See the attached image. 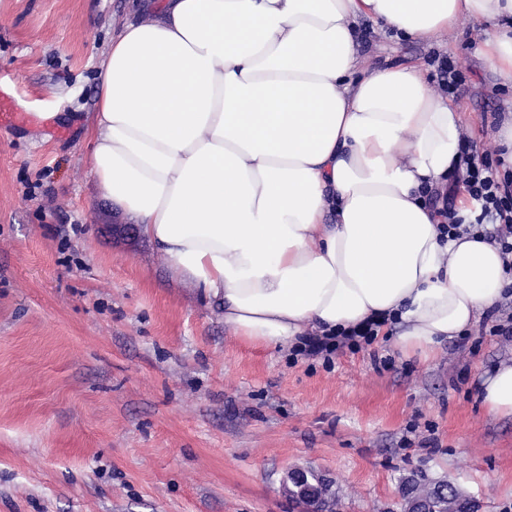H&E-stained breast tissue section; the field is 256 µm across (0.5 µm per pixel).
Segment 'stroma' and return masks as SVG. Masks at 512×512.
Returning a JSON list of instances; mask_svg holds the SVG:
<instances>
[{
	"label": "stroma",
	"mask_w": 512,
	"mask_h": 512,
	"mask_svg": "<svg viewBox=\"0 0 512 512\" xmlns=\"http://www.w3.org/2000/svg\"><path fill=\"white\" fill-rule=\"evenodd\" d=\"M145 0H0V86L23 123L0 128V512H301L289 470L328 478L338 512H400L403 481L446 480L480 512H512V418L483 380L512 341L477 328L431 359L376 336L329 358L237 340L89 172L98 69ZM477 22L428 42L369 20L363 67L457 64L464 140L512 88Z\"/></svg>",
	"instance_id": "stroma-1"
}]
</instances>
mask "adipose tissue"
<instances>
[{
	"label": "adipose tissue",
	"mask_w": 512,
	"mask_h": 512,
	"mask_svg": "<svg viewBox=\"0 0 512 512\" xmlns=\"http://www.w3.org/2000/svg\"><path fill=\"white\" fill-rule=\"evenodd\" d=\"M363 18L418 41L484 23L512 83V0H160L112 39L88 166L237 338L292 348L384 318L429 358L512 274L497 242L441 233L420 191L454 169L461 115L421 66L360 69ZM482 401L512 417V364Z\"/></svg>",
	"instance_id": "adipose-tissue-1"
}]
</instances>
